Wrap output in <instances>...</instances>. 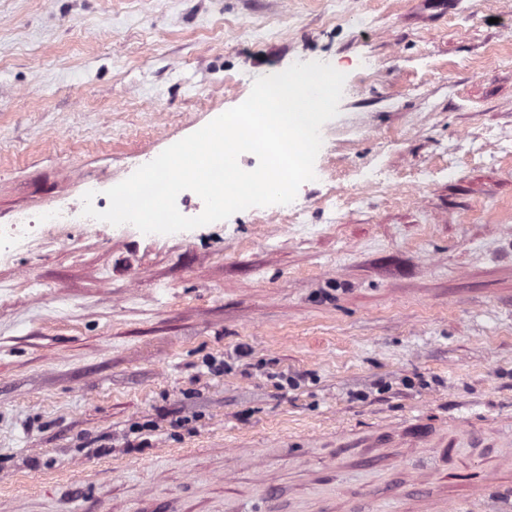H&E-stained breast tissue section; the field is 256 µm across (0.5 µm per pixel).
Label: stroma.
Listing matches in <instances>:
<instances>
[{
	"instance_id": "stroma-1",
	"label": "stroma",
	"mask_w": 512,
	"mask_h": 512,
	"mask_svg": "<svg viewBox=\"0 0 512 512\" xmlns=\"http://www.w3.org/2000/svg\"><path fill=\"white\" fill-rule=\"evenodd\" d=\"M329 5L0 0V228L295 62L347 86L285 211L0 245V512L512 507V0Z\"/></svg>"
}]
</instances>
